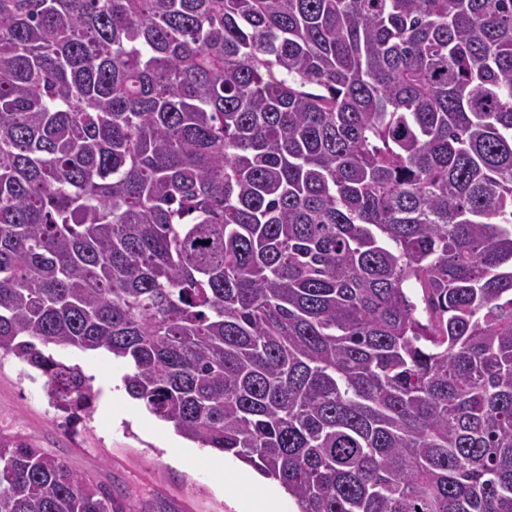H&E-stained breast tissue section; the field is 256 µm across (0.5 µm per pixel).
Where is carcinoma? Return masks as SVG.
Returning <instances> with one entry per match:
<instances>
[{
  "label": "carcinoma",
  "instance_id": "1",
  "mask_svg": "<svg viewBox=\"0 0 512 512\" xmlns=\"http://www.w3.org/2000/svg\"><path fill=\"white\" fill-rule=\"evenodd\" d=\"M106 351L299 512H512V0H0V354ZM0 512H138L0 432Z\"/></svg>",
  "mask_w": 512,
  "mask_h": 512
}]
</instances>
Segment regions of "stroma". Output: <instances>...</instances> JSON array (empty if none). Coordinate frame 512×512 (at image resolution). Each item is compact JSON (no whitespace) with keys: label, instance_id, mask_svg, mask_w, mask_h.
I'll use <instances>...</instances> for the list:
<instances>
[{"label":"stroma","instance_id":"stroma-1","mask_svg":"<svg viewBox=\"0 0 512 512\" xmlns=\"http://www.w3.org/2000/svg\"><path fill=\"white\" fill-rule=\"evenodd\" d=\"M92 379L90 407L55 408L41 373L0 358V431L32 442L137 501L142 512H297L279 483L178 435L125 391L128 367L98 352L58 350Z\"/></svg>","mask_w":512,"mask_h":512}]
</instances>
